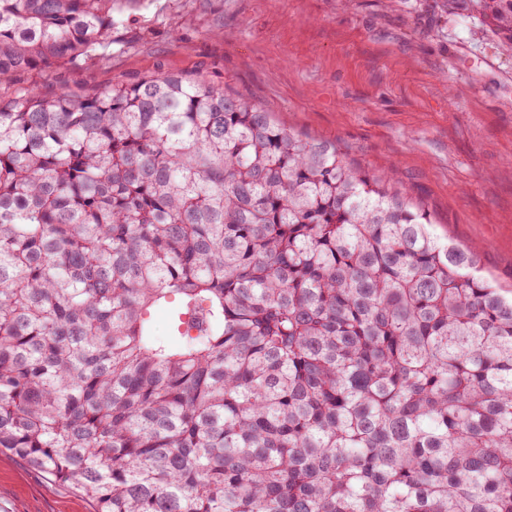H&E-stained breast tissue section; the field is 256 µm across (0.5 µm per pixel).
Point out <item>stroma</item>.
Segmentation results:
<instances>
[{
	"label": "stroma",
	"instance_id": "obj_1",
	"mask_svg": "<svg viewBox=\"0 0 512 512\" xmlns=\"http://www.w3.org/2000/svg\"><path fill=\"white\" fill-rule=\"evenodd\" d=\"M110 50L40 80L214 66L288 129L395 169L436 233L475 248L479 275L512 293V53L471 13L442 0H140L116 16ZM0 512L96 506L0 449Z\"/></svg>",
	"mask_w": 512,
	"mask_h": 512
}]
</instances>
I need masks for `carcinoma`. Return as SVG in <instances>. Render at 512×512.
I'll use <instances>...</instances> for the list:
<instances>
[{"instance_id": "obj_1", "label": "carcinoma", "mask_w": 512, "mask_h": 512, "mask_svg": "<svg viewBox=\"0 0 512 512\" xmlns=\"http://www.w3.org/2000/svg\"><path fill=\"white\" fill-rule=\"evenodd\" d=\"M115 4L0 0V85ZM397 182L206 68L8 99L0 448L97 512H512V298Z\"/></svg>"}]
</instances>
